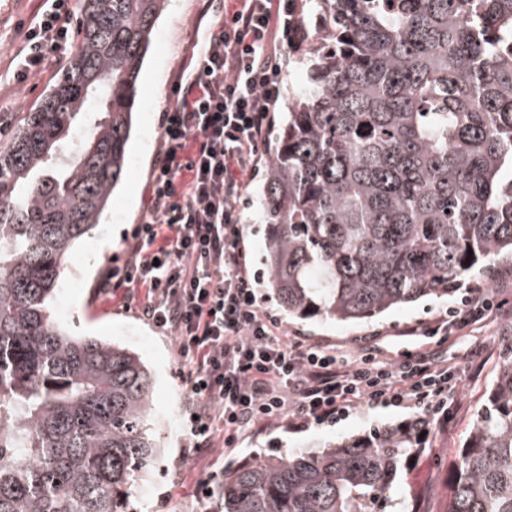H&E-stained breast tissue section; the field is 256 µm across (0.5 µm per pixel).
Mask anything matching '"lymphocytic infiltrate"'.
<instances>
[{"label":"lymphocytic infiltrate","mask_w":512,"mask_h":512,"mask_svg":"<svg viewBox=\"0 0 512 512\" xmlns=\"http://www.w3.org/2000/svg\"><path fill=\"white\" fill-rule=\"evenodd\" d=\"M303 0H242L215 16L193 68L161 122L145 218L109 267L103 290L122 291L141 315L178 343L186 388L183 429L193 450L235 446L245 429L291 418L305 428L336 421L348 408L419 409L447 426L459 393L456 366L424 353L356 356L286 339L262 310L241 247L238 198L249 187L270 135L288 65L283 51L309 38ZM77 0H42L7 74L22 83L67 42ZM504 303L485 289L434 324L427 341L496 322Z\"/></svg>","instance_id":"f902f5d3"}]
</instances>
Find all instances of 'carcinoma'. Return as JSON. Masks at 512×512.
Instances as JSON below:
<instances>
[{
    "mask_svg": "<svg viewBox=\"0 0 512 512\" xmlns=\"http://www.w3.org/2000/svg\"><path fill=\"white\" fill-rule=\"evenodd\" d=\"M167 0H82L68 62L0 150V512H127L161 456L138 355L66 334L73 246L127 174L137 82ZM308 85L257 206L265 295L357 324L449 299L512 258V0H316ZM97 114L78 142L77 117ZM473 254H468V251ZM418 426L224 469L219 512H404ZM448 512H512V348L460 450Z\"/></svg>",
    "mask_w": 512,
    "mask_h": 512,
    "instance_id": "obj_1",
    "label": "carcinoma"
}]
</instances>
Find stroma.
Returning a JSON list of instances; mask_svg holds the SVG:
<instances>
[{
	"instance_id": "1",
	"label": "stroma",
	"mask_w": 512,
	"mask_h": 512,
	"mask_svg": "<svg viewBox=\"0 0 512 512\" xmlns=\"http://www.w3.org/2000/svg\"><path fill=\"white\" fill-rule=\"evenodd\" d=\"M40 0H0V72L24 43L19 23H30ZM234 0H168L155 25L151 45L144 60L139 85L140 95L130 147V169L118 187L111 209L90 238L75 248L57 293V307L65 311L61 319L68 331L98 336L137 353L148 367L152 379L153 425L163 443V461L144 473L134 491L141 512H192L200 482L211 480L223 465L249 459L285 457L309 447L348 437H364L374 429L411 423L420 419L416 409H378L359 407L333 424L314 425L295 430L287 422L264 430H251L233 448L191 451L181 429L185 409L184 384L177 370L179 352L175 339L143 321L121 293H103L99 284L111 256L122 254L126 235L146 212L149 182L160 148V127L166 108L165 97L185 79L193 52L214 12L235 9ZM67 49L52 53L42 72L22 84L0 85V149H6L20 119L34 111L45 91L55 83ZM283 73L281 97L272 114L273 127H280L292 97L304 87L307 67L303 50L289 51ZM256 186H249L237 201L241 215V240L248 268L261 274L259 262L263 248L262 227L256 211ZM471 287L495 288L508 312L496 323L468 327L453 332L436 347L439 356L456 364L462 376L461 394L451 406L447 427L427 424L418 455L402 461L397 473V494L406 512H448L451 471L460 448L469 435L476 411L484 403L488 387L503 356L502 337L512 336V260L500 258L470 282ZM262 309L277 314L287 336L302 337L356 355L361 345L372 343L383 352H420L410 330L444 315V301H425L391 311L363 325L326 323L317 319L294 320L281 314L275 301L263 299ZM483 350L482 361H469L472 348Z\"/></svg>"
}]
</instances>
